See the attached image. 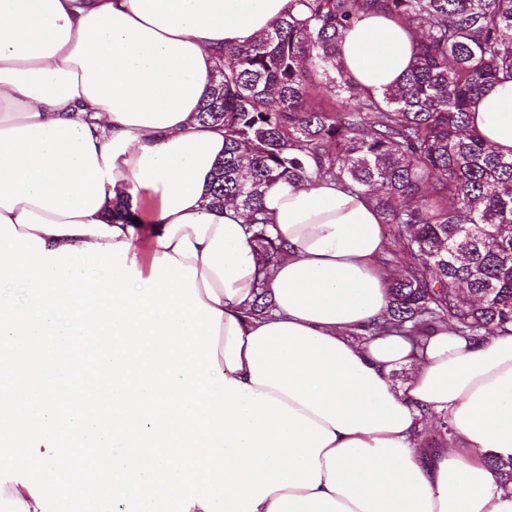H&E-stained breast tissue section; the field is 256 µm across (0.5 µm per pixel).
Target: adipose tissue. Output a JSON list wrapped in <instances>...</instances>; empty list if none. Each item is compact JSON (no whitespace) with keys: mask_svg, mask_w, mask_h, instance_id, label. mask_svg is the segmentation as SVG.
Returning <instances> with one entry per match:
<instances>
[{"mask_svg":"<svg viewBox=\"0 0 512 512\" xmlns=\"http://www.w3.org/2000/svg\"><path fill=\"white\" fill-rule=\"evenodd\" d=\"M291 3L0 0V512H512L490 464L512 457V334L365 336L388 289L364 193L270 184V273L241 213L204 205L217 54ZM411 58L382 14L341 42L375 93ZM470 120L512 156V77ZM126 194L148 239L108 217ZM431 414L456 437L427 455Z\"/></svg>","mask_w":512,"mask_h":512,"instance_id":"adipose-tissue-1","label":"adipose tissue"}]
</instances>
